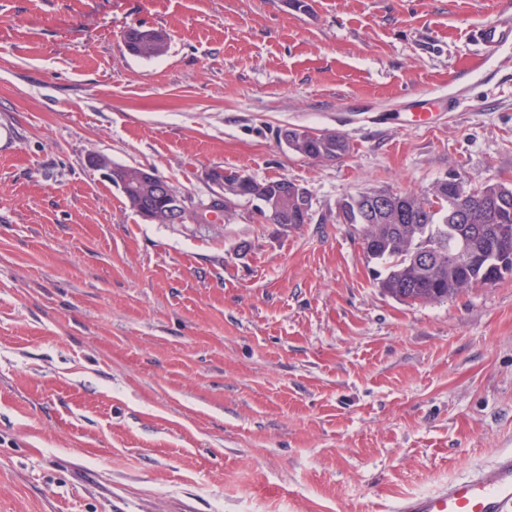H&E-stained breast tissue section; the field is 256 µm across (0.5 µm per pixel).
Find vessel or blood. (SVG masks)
Here are the masks:
<instances>
[{"label": "vessel or blood", "instance_id": "vessel-or-blood-1", "mask_svg": "<svg viewBox=\"0 0 512 512\" xmlns=\"http://www.w3.org/2000/svg\"><path fill=\"white\" fill-rule=\"evenodd\" d=\"M478 37L490 52L512 41V8L482 27ZM397 512H512V449L465 478L403 498Z\"/></svg>", "mask_w": 512, "mask_h": 512}]
</instances>
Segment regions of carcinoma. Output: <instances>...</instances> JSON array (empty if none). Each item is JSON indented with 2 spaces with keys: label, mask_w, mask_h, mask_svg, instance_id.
<instances>
[{
  "label": "carcinoma",
  "mask_w": 512,
  "mask_h": 512,
  "mask_svg": "<svg viewBox=\"0 0 512 512\" xmlns=\"http://www.w3.org/2000/svg\"><path fill=\"white\" fill-rule=\"evenodd\" d=\"M131 54L152 59L163 54L167 43L142 34L132 27ZM288 149L317 161H334L351 151L346 136L326 130L305 128L292 131ZM284 178L251 180L239 194L229 197L234 205L255 206L269 224H305L310 211L293 201L283 206L270 203L281 191ZM392 198L393 209H378L371 197L361 192L339 203L340 222L356 230L367 261L383 266L377 272L382 292L402 303L418 301L440 304L476 285L493 284L512 274V256L494 266L469 259L473 252L489 254L493 241L505 230L512 232V184L485 181L468 188L453 179L435 183L423 193L400 195L378 191ZM466 212L470 222L460 224L457 216Z\"/></svg>",
  "instance_id": "carcinoma-1"
}]
</instances>
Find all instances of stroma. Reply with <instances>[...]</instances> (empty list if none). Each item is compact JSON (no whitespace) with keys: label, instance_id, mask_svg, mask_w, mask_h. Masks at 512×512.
<instances>
[{"label":"stroma","instance_id":"stroma-1","mask_svg":"<svg viewBox=\"0 0 512 512\" xmlns=\"http://www.w3.org/2000/svg\"><path fill=\"white\" fill-rule=\"evenodd\" d=\"M504 2L0 0V512H394L512 449V275L400 303L338 221L512 182V46L472 38ZM139 25L166 53L126 50ZM417 93L455 109L376 125ZM93 155L195 203L284 176L311 218L151 223ZM288 133H292V136H288ZM280 139L294 153L317 161H335L351 151L346 136L333 130L312 132L305 128H288Z\"/></svg>","mask_w":512,"mask_h":512}]
</instances>
